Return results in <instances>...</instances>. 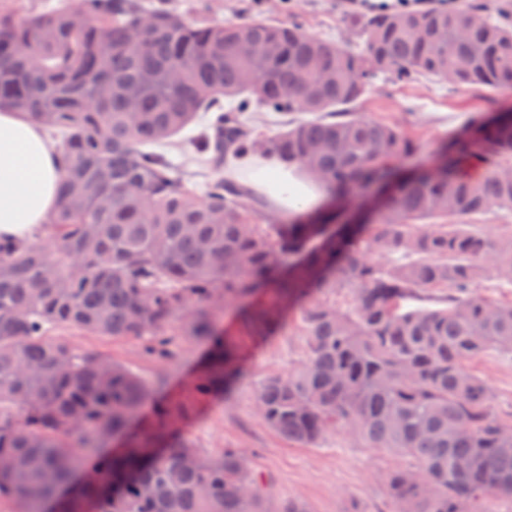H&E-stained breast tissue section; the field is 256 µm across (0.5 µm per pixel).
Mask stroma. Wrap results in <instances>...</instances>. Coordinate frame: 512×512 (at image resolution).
I'll return each instance as SVG.
<instances>
[{
	"mask_svg": "<svg viewBox=\"0 0 512 512\" xmlns=\"http://www.w3.org/2000/svg\"><path fill=\"white\" fill-rule=\"evenodd\" d=\"M189 19L237 21L264 15L284 23H301L320 39L351 40L346 28L350 15L340 0H169ZM512 109V86L493 90L452 86L433 79L401 82L375 78L365 95L361 112L396 125L418 140L420 151L402 157L400 165H434L438 149L469 118ZM221 334L236 340L246 375L228 395L196 403L194 415L178 422L180 431L211 452L237 448L256 473L269 478V505L279 508L291 499L308 503L312 512H349L359 505L364 512H398L388 496L387 473L402 465V458L353 441L336 428L313 445L288 442L267 427L255 410V391L265 376L283 374L301 361L306 341L300 323L263 339L243 335L233 314L220 316ZM61 340L79 351H97L156 383V397L169 402L193 397L192 381L202 366L205 343L173 333L171 358L162 362L146 357L133 338L96 337L71 331ZM472 369L489 387L492 406L512 419V355L489 351L477 356Z\"/></svg>",
	"mask_w": 512,
	"mask_h": 512,
	"instance_id": "obj_1",
	"label": "stroma"
}]
</instances>
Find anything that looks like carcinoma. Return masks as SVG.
<instances>
[{
    "label": "carcinoma",
    "instance_id": "obj_1",
    "mask_svg": "<svg viewBox=\"0 0 512 512\" xmlns=\"http://www.w3.org/2000/svg\"><path fill=\"white\" fill-rule=\"evenodd\" d=\"M352 50L266 18L208 23L166 0H58L18 16L0 0V112L54 139L58 206L29 239H0V499L22 512H270L266 479L236 448L205 453L173 423L192 402L54 336L135 337L170 356L173 330L210 343L194 398L243 376L216 331L233 311L249 336L301 323L306 355L264 377L255 403L274 431L314 444L336 427L407 460L387 477L399 512H495L512 502V420L472 358L512 353V232L459 223L512 211V113L472 118L434 169H406L418 143L357 111L378 74L455 86L512 85V13L465 7L349 19ZM280 129L257 132L251 112ZM181 142L197 169L167 154ZM255 155L299 166L323 206L294 220L224 178ZM384 185L372 214L342 202ZM291 263L283 268L282 260ZM437 308L412 306L427 295ZM120 448L102 453L109 440ZM94 479L74 483L86 457Z\"/></svg>",
    "mask_w": 512,
    "mask_h": 512
}]
</instances>
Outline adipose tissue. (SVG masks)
Segmentation results:
<instances>
[{"label":"adipose tissue","instance_id":"1","mask_svg":"<svg viewBox=\"0 0 512 512\" xmlns=\"http://www.w3.org/2000/svg\"><path fill=\"white\" fill-rule=\"evenodd\" d=\"M280 189L273 193L276 213L297 218L318 206L324 189L304 171L278 169ZM60 170L44 134L20 113H0V238L32 235L58 202Z\"/></svg>","mask_w":512,"mask_h":512}]
</instances>
